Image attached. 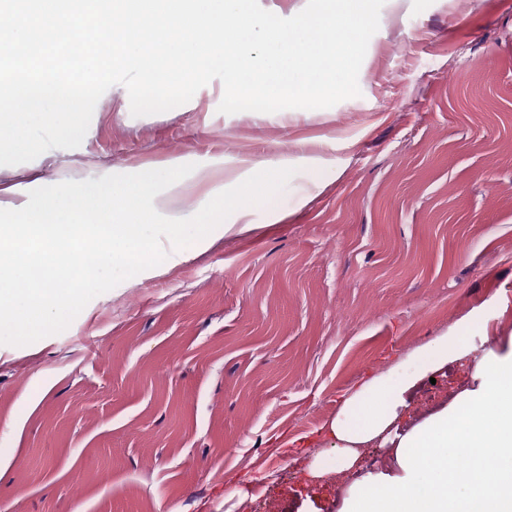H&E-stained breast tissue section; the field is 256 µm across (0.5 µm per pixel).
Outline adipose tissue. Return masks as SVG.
I'll use <instances>...</instances> for the list:
<instances>
[{
    "instance_id": "adipose-tissue-1",
    "label": "adipose tissue",
    "mask_w": 512,
    "mask_h": 512,
    "mask_svg": "<svg viewBox=\"0 0 512 512\" xmlns=\"http://www.w3.org/2000/svg\"><path fill=\"white\" fill-rule=\"evenodd\" d=\"M196 186L205 187L204 201L215 199L208 183L224 179L226 185H246L249 197L228 199L230 219H204L198 224H180L176 231L184 250L206 248L215 239L241 236L254 231L250 219L259 203H270L277 192L278 177L248 157L225 167L223 157H213L195 166ZM33 175V193L16 199L11 187H0V215L18 212L29 223L43 221L45 206L65 212L73 235H83L90 222L75 193L42 200ZM478 313L459 319L448 331L417 348L403 364L372 374L343 401L327 424L325 434L332 444L333 458L313 457L312 475L340 473L349 469L361 450L383 440L395 446L399 476L353 484L340 512H466L461 488L474 492L473 512H512V338L506 345L489 350L473 368L476 387L457 394L441 410L423 418L408 430L398 422L408 394L430 375L469 358L467 336L477 326ZM477 458L471 467L453 470V463L467 450Z\"/></svg>"
}]
</instances>
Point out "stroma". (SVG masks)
Segmentation results:
<instances>
[{"label": "stroma", "instance_id": "obj_1", "mask_svg": "<svg viewBox=\"0 0 512 512\" xmlns=\"http://www.w3.org/2000/svg\"><path fill=\"white\" fill-rule=\"evenodd\" d=\"M360 96L223 114L220 80L135 117L123 85L48 184L248 156L285 217L177 252L61 333L0 344V512H339L397 473L387 447L306 481L344 393L482 309L474 358L512 334V0H385ZM320 172L290 165L296 152ZM305 206H297L300 194ZM456 367L423 382L435 410Z\"/></svg>", "mask_w": 512, "mask_h": 512}]
</instances>
